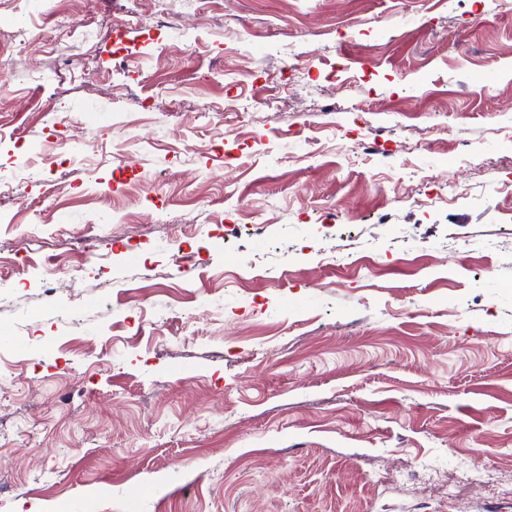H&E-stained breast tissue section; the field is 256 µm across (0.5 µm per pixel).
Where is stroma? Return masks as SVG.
Instances as JSON below:
<instances>
[{
  "label": "stroma",
  "instance_id": "35a3bbf8",
  "mask_svg": "<svg viewBox=\"0 0 512 512\" xmlns=\"http://www.w3.org/2000/svg\"><path fill=\"white\" fill-rule=\"evenodd\" d=\"M29 11L20 47L0 0V512H512L398 488L512 468V13ZM82 249L52 292L16 262ZM444 461L440 459H418L412 466L410 479L416 484H428L434 480Z\"/></svg>",
  "mask_w": 512,
  "mask_h": 512
}]
</instances>
